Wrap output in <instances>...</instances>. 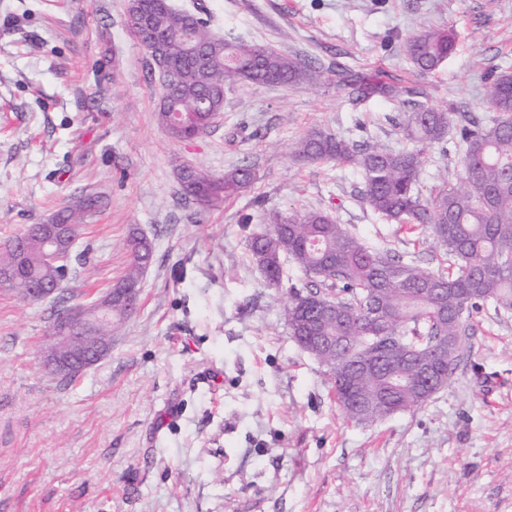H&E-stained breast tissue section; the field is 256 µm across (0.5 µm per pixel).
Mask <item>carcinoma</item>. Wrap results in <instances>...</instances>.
Returning a JSON list of instances; mask_svg holds the SVG:
<instances>
[{
    "label": "carcinoma",
    "instance_id": "cac0c4a2",
    "mask_svg": "<svg viewBox=\"0 0 512 512\" xmlns=\"http://www.w3.org/2000/svg\"><path fill=\"white\" fill-rule=\"evenodd\" d=\"M125 27L150 55L159 52L168 81L162 83L160 123L177 140L206 132L224 111L228 84L280 85L297 88L315 76L312 65L262 44L232 42L211 29L200 14L175 11L169 0H128ZM406 56L421 72L436 70L455 48L449 30L421 28L403 41ZM358 99L401 100L409 89L377 77L340 78ZM487 102L494 115L477 119L425 104L407 113L402 125L409 148L361 144L321 130H312L294 147L307 162H342L360 175L359 194L379 217L408 224L423 233L448 258V270H429L388 248L366 246L329 211L275 212L270 224L252 234L251 257L267 281L280 285L283 264L292 262L306 277V286L288 290V327L293 338L331 336L345 341L337 351L324 349L319 362L332 375L336 402L358 423L383 420L425 406L406 382L418 378L419 359L436 343L448 340L438 362V376L449 381L467 350L471 311L486 303L498 312L512 311V72L488 77ZM456 126L465 185L448 180L425 194L419 175L427 147L441 142ZM250 165L216 176L193 166L179 170L182 194L208 208L237 196L255 180ZM104 204L88 194L56 214L61 224L83 232V218ZM38 226L0 243V268L15 261L16 243L30 239L28 274L32 280L62 287L71 261L58 266L39 262ZM128 265L115 287H141L154 254L152 242L134 233L128 240ZM134 311L117 293L112 298L114 334ZM372 336H396L411 359L395 370L363 372L357 393L347 395L340 380L369 352Z\"/></svg>",
    "mask_w": 512,
    "mask_h": 512
}]
</instances>
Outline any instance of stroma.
Instances as JSON below:
<instances>
[{
  "label": "stroma",
  "instance_id": "1",
  "mask_svg": "<svg viewBox=\"0 0 512 512\" xmlns=\"http://www.w3.org/2000/svg\"><path fill=\"white\" fill-rule=\"evenodd\" d=\"M171 3L318 78L235 84L211 128L179 141L158 119V69L124 26L127 0H0V241L104 195L73 248L72 305L120 279L132 232L154 246L136 313L71 382L44 364L53 301L0 288V512H512V312H473L470 353L425 406L358 424L289 332L286 291L304 275L288 263L271 285L248 251L269 214L324 209L368 244L444 268L373 213L355 170L292 150L314 129L402 146L411 104L353 99L340 72L487 116L486 75L512 71V0ZM428 26L452 30L456 48L422 73L402 44ZM244 163L256 179L238 196L182 201L181 166ZM462 177L454 138L427 148L423 185Z\"/></svg>",
  "mask_w": 512,
  "mask_h": 512
}]
</instances>
